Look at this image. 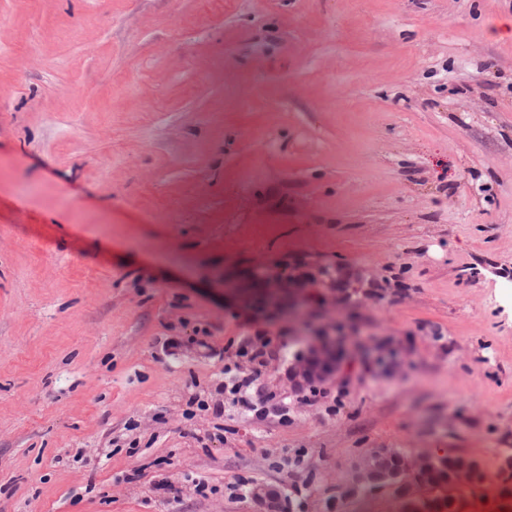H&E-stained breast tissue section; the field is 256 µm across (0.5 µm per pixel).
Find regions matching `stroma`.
Masks as SVG:
<instances>
[{
	"label": "stroma",
	"mask_w": 512,
	"mask_h": 512,
	"mask_svg": "<svg viewBox=\"0 0 512 512\" xmlns=\"http://www.w3.org/2000/svg\"><path fill=\"white\" fill-rule=\"evenodd\" d=\"M511 19L0 0V512H257V484L280 512H501ZM258 329L281 417L218 390ZM325 336L335 383L294 393ZM373 448L486 479L356 486ZM484 473L481 468L472 460L460 456V462L450 474V483L457 485L460 483L478 484L483 482Z\"/></svg>",
	"instance_id": "1"
}]
</instances>
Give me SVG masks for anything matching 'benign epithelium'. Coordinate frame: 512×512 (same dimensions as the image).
<instances>
[{
	"mask_svg": "<svg viewBox=\"0 0 512 512\" xmlns=\"http://www.w3.org/2000/svg\"><path fill=\"white\" fill-rule=\"evenodd\" d=\"M339 355L328 346L312 349L299 358L290 370L295 391L320 387L328 383L337 369ZM445 468V457L427 453L407 455L399 448H378L366 453L357 467L356 483L382 486L402 482L407 491L414 493L430 487L431 478ZM484 473L472 460L460 457V462L450 474V483L478 484ZM252 498L275 512L276 493L262 484L252 489Z\"/></svg>",
	"mask_w": 512,
	"mask_h": 512,
	"instance_id": "1",
	"label": "benign epithelium"
}]
</instances>
